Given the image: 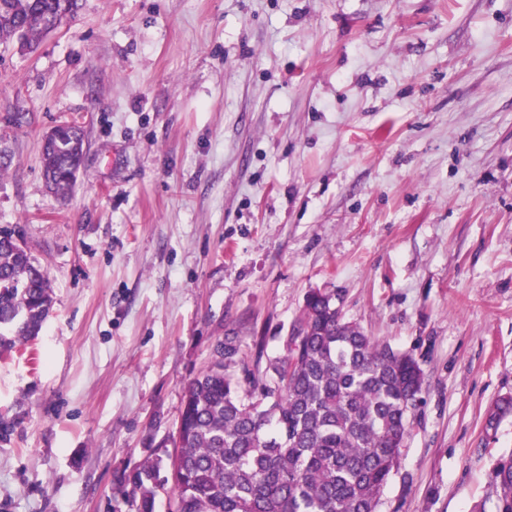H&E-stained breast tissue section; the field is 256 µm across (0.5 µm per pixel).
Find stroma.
<instances>
[{
  "label": "stroma",
  "instance_id": "stroma-1",
  "mask_svg": "<svg viewBox=\"0 0 512 512\" xmlns=\"http://www.w3.org/2000/svg\"><path fill=\"white\" fill-rule=\"evenodd\" d=\"M83 4L33 53L0 45V227L54 292L0 357V512H130L118 475L170 442L216 343L279 355L313 289L423 371L379 512H496L512 0ZM66 120L86 156L64 200L40 158Z\"/></svg>",
  "mask_w": 512,
  "mask_h": 512
}]
</instances>
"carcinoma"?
Masks as SVG:
<instances>
[{
	"mask_svg": "<svg viewBox=\"0 0 512 512\" xmlns=\"http://www.w3.org/2000/svg\"><path fill=\"white\" fill-rule=\"evenodd\" d=\"M79 0H0V44L34 49L74 18ZM41 151L44 180L63 199L82 164L77 123ZM53 307L47 272L19 232L0 227V356L35 340ZM283 353L252 366L227 337L186 386L173 437L118 477L131 512H156L170 486L178 512H378L398 473L418 407L423 372L412 355L344 320L336 296L310 292L281 337ZM512 415V396L488 411L494 431ZM497 512H512V456L492 472Z\"/></svg>",
	"mask_w": 512,
	"mask_h": 512,
	"instance_id": "cac0c4a2",
	"label": "carcinoma"
}]
</instances>
